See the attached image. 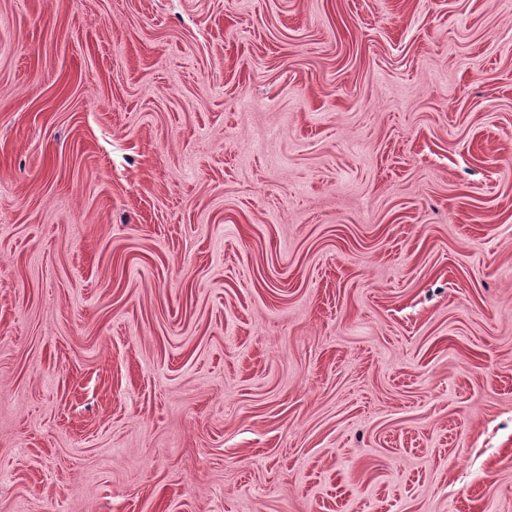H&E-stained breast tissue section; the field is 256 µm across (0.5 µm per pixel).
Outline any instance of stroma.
Wrapping results in <instances>:
<instances>
[{
	"instance_id": "35a3bbf8",
	"label": "stroma",
	"mask_w": 512,
	"mask_h": 512,
	"mask_svg": "<svg viewBox=\"0 0 512 512\" xmlns=\"http://www.w3.org/2000/svg\"><path fill=\"white\" fill-rule=\"evenodd\" d=\"M0 512H512V0H0Z\"/></svg>"
}]
</instances>
